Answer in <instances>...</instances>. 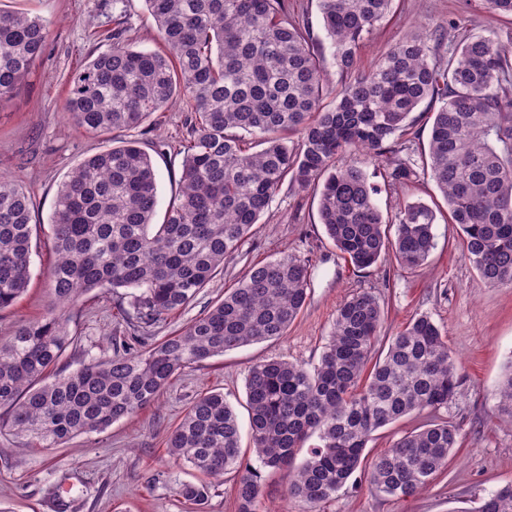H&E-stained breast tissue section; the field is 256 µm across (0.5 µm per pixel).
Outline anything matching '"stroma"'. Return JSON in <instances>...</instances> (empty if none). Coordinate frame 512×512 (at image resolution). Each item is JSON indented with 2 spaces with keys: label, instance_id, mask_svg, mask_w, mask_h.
<instances>
[{
  "label": "stroma",
  "instance_id": "stroma-1",
  "mask_svg": "<svg viewBox=\"0 0 512 512\" xmlns=\"http://www.w3.org/2000/svg\"><path fill=\"white\" fill-rule=\"evenodd\" d=\"M462 0H394L387 20L367 38L363 67L391 44L419 27L447 26ZM1 11H20L47 21L44 56L13 98L0 105V173L19 181L34 203L38 245L31 255V284L10 309L0 312V329L35 320L53 307L47 270L52 256L46 246L56 195L67 173L85 158L111 148L108 134L87 132L65 117L68 82L90 54L110 48L118 13L126 15L124 37L137 49L159 51L163 45L143 0H0ZM190 114L182 98L129 131L154 161L160 205L178 187L182 157L179 142L188 135ZM340 164H363L377 188L382 211L393 213L416 200L436 208V246L426 265L415 270L387 260L366 270L355 268L333 246L318 219L315 190L282 184L268 212L254 225L238 255L186 307L159 321L155 336L179 332L223 298L249 266L288 252L308 260L307 304L281 339L247 345L211 358L175 378L158 400L135 417L106 430L83 434L58 448H34L9 433L0 434V512H55L50 497L64 484L70 497L82 498L80 512H193L176 493L177 484L194 473L174 464L166 437L185 408L199 394L220 390L232 402L241 433H248L245 377L259 361L283 358L305 365L319 359L338 304L348 295L372 292L385 312L381 333L391 336L419 314L442 327L460 362V384L441 418L460 428L461 446L447 470L425 492L412 498L390 497L368 483L344 487L320 512H473L480 500L512 484V424L499 420L497 388L512 360V286L492 287L467 258L457 225L448 223L442 197L431 179L388 186L383 166L365 163L350 151ZM124 324L111 298L85 295L70 311L69 329L79 338L61 364L75 371L89 356L102 354L108 338Z\"/></svg>",
  "mask_w": 512,
  "mask_h": 512
}]
</instances>
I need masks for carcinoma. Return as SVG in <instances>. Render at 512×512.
Wrapping results in <instances>:
<instances>
[{
    "mask_svg": "<svg viewBox=\"0 0 512 512\" xmlns=\"http://www.w3.org/2000/svg\"><path fill=\"white\" fill-rule=\"evenodd\" d=\"M393 2L318 0L323 45L291 18L289 0H144L166 52L136 50L118 30L112 46L72 77L65 116L89 132L136 129L176 96L194 124L161 221L156 170L135 140L88 157L62 181L48 242L56 306L0 336V406L14 436L57 448L101 432L153 404L185 370L286 336L310 283L308 261L286 252L250 267L180 332L149 335L223 271L286 181L316 188L319 222L355 268L390 253L403 269L423 266L435 248L434 210L417 201L384 214L363 166L336 164L351 150L385 162L393 187L428 175L481 278L512 286V49L469 31L462 12L446 29L399 38L365 70L362 45ZM48 34L38 16L0 11V104L43 56ZM329 65L343 85L327 103ZM422 105L432 126L418 169L401 153L410 114ZM33 210L14 180L0 178V310L31 281ZM92 292L116 299L128 330L111 337V354L68 373L59 366L75 343L66 311ZM383 322L378 299L355 292L337 308L315 365L272 359L249 368L258 470L243 466L237 413L224 393L197 396L166 445L176 463L206 479L179 483L178 496L206 512L212 480L229 475L238 512H260V471H288V496L315 509L362 467L374 432L448 406L460 373L442 328L421 314L380 347ZM497 396L512 424V364ZM314 436L318 444L295 465ZM459 436L446 420L401 436L371 461V488L397 498L420 494L448 467ZM477 512H512V486Z\"/></svg>",
    "mask_w": 512,
    "mask_h": 512,
    "instance_id": "carcinoma-1",
    "label": "carcinoma"
}]
</instances>
